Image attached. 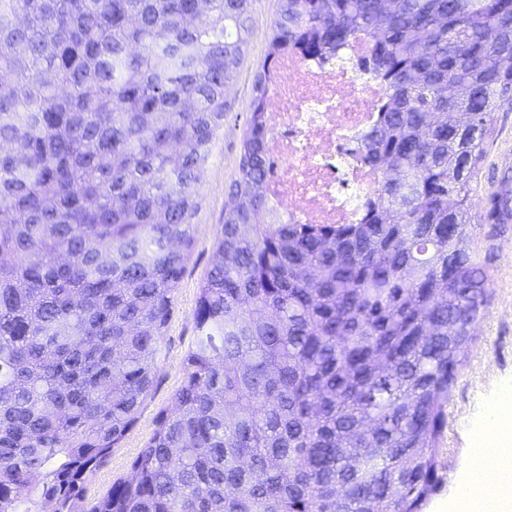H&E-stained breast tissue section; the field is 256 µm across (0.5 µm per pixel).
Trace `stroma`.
<instances>
[{"mask_svg": "<svg viewBox=\"0 0 512 512\" xmlns=\"http://www.w3.org/2000/svg\"><path fill=\"white\" fill-rule=\"evenodd\" d=\"M248 8L251 35L228 85L224 126L197 188L200 206L194 218V242L173 293L172 312L160 343L156 381L133 425L105 461L88 474L80 502L84 508L106 495L112 485L130 477L132 463L153 436L159 416L175 408L185 356L197 338L194 312L200 287L214 262L228 189L238 176L254 79L267 54L278 0H249ZM472 188L476 218L470 228L471 246L485 272L489 300L475 339L462 351V364L448 389V424L437 444L439 483L421 512H438L443 502L456 496L459 478L470 464V450L486 425L489 408L500 391L512 385V210L502 212L494 221L487 217L506 191H512V108L496 113L486 156Z\"/></svg>", "mask_w": 512, "mask_h": 512, "instance_id": "35a3bbf8", "label": "stroma"}]
</instances>
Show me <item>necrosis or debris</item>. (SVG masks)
Masks as SVG:
<instances>
[{
    "mask_svg": "<svg viewBox=\"0 0 512 512\" xmlns=\"http://www.w3.org/2000/svg\"><path fill=\"white\" fill-rule=\"evenodd\" d=\"M365 53L356 40L340 52L339 68L299 49L279 62L267 114L268 197L286 223L356 224L375 195L356 147L380 116L383 88L349 66Z\"/></svg>",
    "mask_w": 512,
    "mask_h": 512,
    "instance_id": "necrosis-or-debris-1",
    "label": "necrosis or debris"
}]
</instances>
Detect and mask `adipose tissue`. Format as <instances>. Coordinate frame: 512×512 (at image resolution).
Wrapping results in <instances>:
<instances>
[{
    "label": "adipose tissue",
    "mask_w": 512,
    "mask_h": 512,
    "mask_svg": "<svg viewBox=\"0 0 512 512\" xmlns=\"http://www.w3.org/2000/svg\"><path fill=\"white\" fill-rule=\"evenodd\" d=\"M489 427L471 450L473 464L448 512H512V389L491 407Z\"/></svg>",
    "instance_id": "ef3b65f1"
}]
</instances>
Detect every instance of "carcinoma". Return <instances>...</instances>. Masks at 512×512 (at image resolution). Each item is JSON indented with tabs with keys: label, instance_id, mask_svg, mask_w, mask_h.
<instances>
[{
	"label": "carcinoma",
	"instance_id": "cac0c4a2",
	"mask_svg": "<svg viewBox=\"0 0 512 512\" xmlns=\"http://www.w3.org/2000/svg\"><path fill=\"white\" fill-rule=\"evenodd\" d=\"M248 0H0V512H77L156 378ZM384 90L360 224L267 205L280 55L354 38ZM176 410L87 512H420L487 304L472 182L512 0H279Z\"/></svg>",
	"mask_w": 512,
	"mask_h": 512
}]
</instances>
